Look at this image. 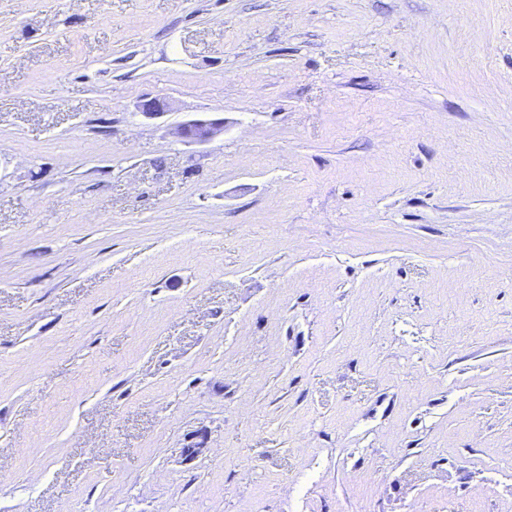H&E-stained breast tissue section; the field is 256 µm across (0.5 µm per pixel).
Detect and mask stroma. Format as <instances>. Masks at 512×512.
Here are the masks:
<instances>
[{
	"instance_id": "stroma-1",
	"label": "stroma",
	"mask_w": 512,
	"mask_h": 512,
	"mask_svg": "<svg viewBox=\"0 0 512 512\" xmlns=\"http://www.w3.org/2000/svg\"><path fill=\"white\" fill-rule=\"evenodd\" d=\"M0 512H512V0H0ZM208 113L186 120L173 128L172 134L190 144H205L224 133V118Z\"/></svg>"
}]
</instances>
